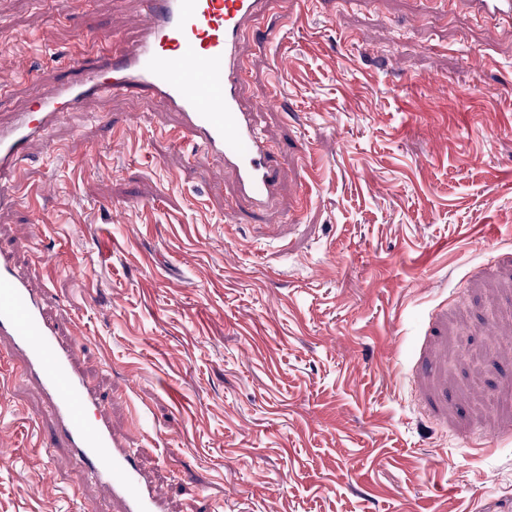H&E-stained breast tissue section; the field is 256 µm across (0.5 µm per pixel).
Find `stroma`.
<instances>
[{
  "label": "stroma",
  "instance_id": "35a3bbf8",
  "mask_svg": "<svg viewBox=\"0 0 512 512\" xmlns=\"http://www.w3.org/2000/svg\"><path fill=\"white\" fill-rule=\"evenodd\" d=\"M289 9L240 46L289 156L272 208L233 207L176 112L108 95L32 144L0 248L166 512H512V26ZM141 10L0 0V121L137 40ZM0 426V512H113L68 448L42 453L52 420L1 341Z\"/></svg>",
  "mask_w": 512,
  "mask_h": 512
}]
</instances>
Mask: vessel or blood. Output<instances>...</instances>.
Here are the masks:
<instances>
[{
	"mask_svg": "<svg viewBox=\"0 0 512 512\" xmlns=\"http://www.w3.org/2000/svg\"><path fill=\"white\" fill-rule=\"evenodd\" d=\"M274 0H142L140 40L102 56L75 84L46 89L28 110L0 124V205L13 201L15 175L29 146L82 101L144 89L182 117L180 131L204 163L233 174L239 202L255 211L273 204L280 162L243 99L239 46ZM448 11L512 24V0H439ZM0 338L7 339L28 381L53 418L54 435L76 456L82 479L105 484L121 512H164V494L143 474L137 451L123 447L99 410L78 354L43 314V294L0 250Z\"/></svg>",
	"mask_w": 512,
	"mask_h": 512,
	"instance_id": "obj_1",
	"label": "vessel or blood"
}]
</instances>
